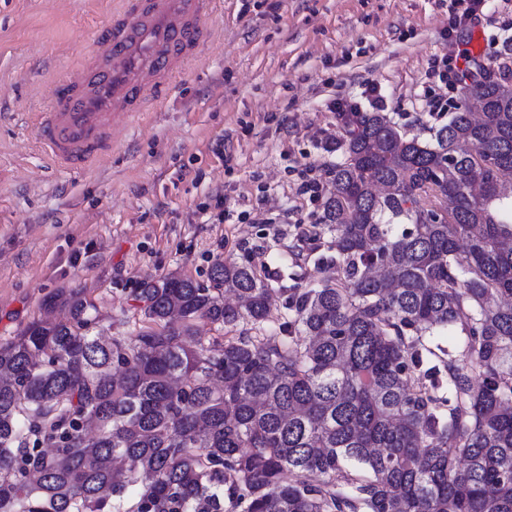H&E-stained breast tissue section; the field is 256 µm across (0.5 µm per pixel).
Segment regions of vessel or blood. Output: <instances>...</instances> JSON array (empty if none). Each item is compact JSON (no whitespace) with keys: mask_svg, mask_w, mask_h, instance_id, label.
<instances>
[{"mask_svg":"<svg viewBox=\"0 0 512 512\" xmlns=\"http://www.w3.org/2000/svg\"><path fill=\"white\" fill-rule=\"evenodd\" d=\"M121 2L83 62L57 83L39 123V141L59 167L81 170L107 153L131 119L163 103L207 43L215 0Z\"/></svg>","mask_w":512,"mask_h":512,"instance_id":"1","label":"vessel or blood"}]
</instances>
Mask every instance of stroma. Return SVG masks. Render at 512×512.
Returning <instances> with one entry per match:
<instances>
[{"label": "stroma", "mask_w": 512, "mask_h": 512, "mask_svg": "<svg viewBox=\"0 0 512 512\" xmlns=\"http://www.w3.org/2000/svg\"><path fill=\"white\" fill-rule=\"evenodd\" d=\"M114 4L0 0V342L65 318L45 309L54 295L91 302L101 335H129L142 282H204L229 258L277 269L275 286L306 284L317 257L294 259L288 243L319 211L305 177L340 158L324 148L342 133L334 102L371 112L382 99L426 141L461 104V77L512 44V0H217L212 40L168 102L91 168L61 170L36 123ZM218 193L225 219L205 223Z\"/></svg>", "instance_id": "stroma-1"}]
</instances>
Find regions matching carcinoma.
<instances>
[{"instance_id":"obj_1","label":"carcinoma","mask_w":512,"mask_h":512,"mask_svg":"<svg viewBox=\"0 0 512 512\" xmlns=\"http://www.w3.org/2000/svg\"><path fill=\"white\" fill-rule=\"evenodd\" d=\"M462 94L481 118L427 143L342 124L310 238L335 274L221 261L143 283L129 336L73 296L0 343V512H512V82Z\"/></svg>"}]
</instances>
